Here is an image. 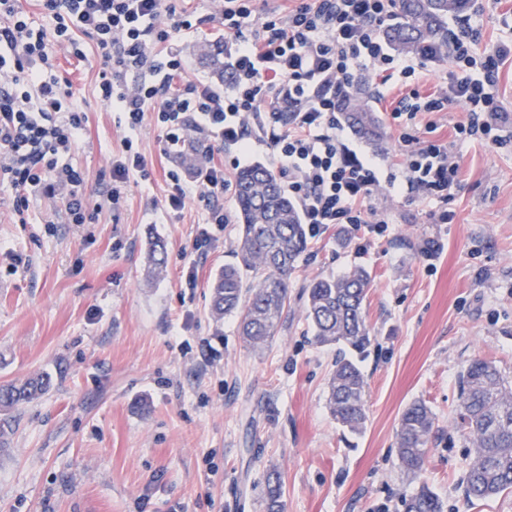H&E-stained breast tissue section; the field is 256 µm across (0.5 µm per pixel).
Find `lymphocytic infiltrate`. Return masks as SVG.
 Segmentation results:
<instances>
[{"label": "lymphocytic infiltrate", "instance_id": "1", "mask_svg": "<svg viewBox=\"0 0 512 512\" xmlns=\"http://www.w3.org/2000/svg\"><path fill=\"white\" fill-rule=\"evenodd\" d=\"M41 2L57 22L61 45L76 48L81 33L100 53V98L122 115L126 130L122 153L112 163L108 197L114 202L130 179L152 177L138 138L148 119L173 145L195 134L244 152L249 132L260 133L313 237L332 224L383 233L385 218L367 205L381 189L437 201L435 223H449L447 205L459 182L454 143L475 135L498 146L506 142V111L495 87L500 64L512 58V36L480 47L479 29L469 18L448 40L445 54L455 66L451 81L424 95L411 86L419 62L392 53L383 36L391 0H294L288 11L260 18L254 15L255 0H224L206 16L180 8L178 0ZM204 24L223 29L233 75L221 89L199 80L173 88L185 66L173 36ZM367 68L381 83L398 77L411 86L391 112L402 158L397 174L383 173L343 142L341 99ZM70 96L42 34L32 29L17 0H0V185L20 191L13 202L17 208L28 207L30 194L65 190L69 223L83 224L84 174L57 162L87 132L86 113L66 105ZM455 103L465 105L468 119L455 125L454 143L420 139L418 115L444 112ZM284 108L290 113L286 122L280 116ZM167 177V210L181 211L194 198L207 206L206 223H228L216 203L227 185L223 165L203 166L189 178L172 169Z\"/></svg>", "mask_w": 512, "mask_h": 512}]
</instances>
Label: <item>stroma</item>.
Listing matches in <instances>:
<instances>
[{
	"label": "stroma",
	"mask_w": 512,
	"mask_h": 512,
	"mask_svg": "<svg viewBox=\"0 0 512 512\" xmlns=\"http://www.w3.org/2000/svg\"><path fill=\"white\" fill-rule=\"evenodd\" d=\"M19 5L46 33L73 103L89 117L88 136L65 160L83 171L95 219L68 223L58 191L17 216L15 190L0 186V383L50 382L15 411L0 446V512H264L272 469L282 475L284 512H404L423 485L446 512H512V493L465 501L471 447L454 423L460 373L472 358L512 378V144L458 146L450 223H434L436 203L379 194L371 205L388 222L383 235L366 242L349 229L343 246L332 225L311 238L288 319L256 352L235 318L209 313V284L232 262L239 235L234 189L218 199L231 223L210 225L208 246L195 251L201 204L163 209L165 173L182 168L183 148L162 155L163 134L148 121L139 141L152 180L130 181L110 203L112 158L126 132L99 98L95 45L79 35L84 55L73 56L55 41L39 0ZM221 36L204 25L179 37L186 78L213 80L199 48ZM375 83L368 71L357 80L379 118L381 146L343 135L358 153L396 167L387 109L404 89L391 86L382 100ZM153 238L167 251L156 277L146 267ZM429 239L441 244L431 262L421 254ZM354 266L372 274V338L360 360L367 422L358 434L327 409L336 351L315 343L300 299L311 280ZM416 400L436 424L425 469L411 479L398 465L396 431Z\"/></svg>",
	"instance_id": "obj_1"
}]
</instances>
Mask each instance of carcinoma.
<instances>
[{"label":"carcinoma","instance_id":"1","mask_svg":"<svg viewBox=\"0 0 512 512\" xmlns=\"http://www.w3.org/2000/svg\"><path fill=\"white\" fill-rule=\"evenodd\" d=\"M472 6V0H395V21L384 30V37L394 50L407 55L445 48L448 16L464 14ZM201 58L220 79L228 78L230 61L224 60V42L209 45ZM339 119L367 144H381L380 124L358 96H343ZM235 198L240 222L236 261L225 265L211 281L209 310L216 319L237 316L243 341L260 349L288 317L291 281L307 250L309 232L279 179L260 163L237 174ZM147 263L152 273L163 271L166 250L162 241L150 243ZM371 284L369 271L356 267L315 279L302 292L315 343L340 352L328 381L329 412L355 433L366 420L367 382L348 353L361 354L371 343L372 329L365 316ZM48 386L44 377L0 384V414L10 416ZM456 425L474 448L463 479L466 501L512 490V382L492 362L474 358L462 373ZM434 427V414L425 403L414 401L402 411L397 445L404 471L416 474L423 470ZM282 496V476L273 470L266 478L265 512H283ZM405 512H443V504L423 486L405 502Z\"/></svg>","mask_w":512,"mask_h":512}]
</instances>
